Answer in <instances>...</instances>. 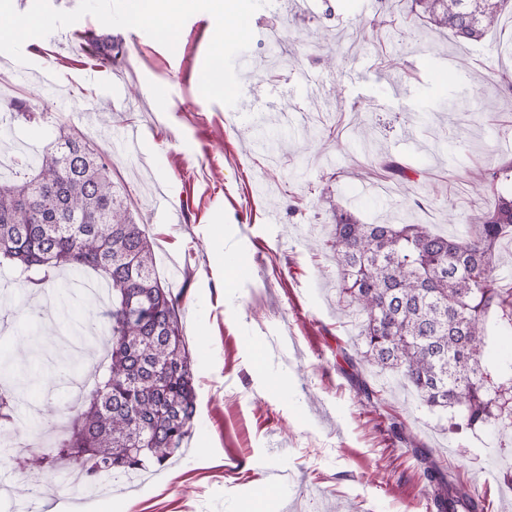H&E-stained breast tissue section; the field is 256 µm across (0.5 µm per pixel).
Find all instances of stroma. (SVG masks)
<instances>
[{
    "instance_id": "35a3bbf8",
    "label": "stroma",
    "mask_w": 512,
    "mask_h": 512,
    "mask_svg": "<svg viewBox=\"0 0 512 512\" xmlns=\"http://www.w3.org/2000/svg\"><path fill=\"white\" fill-rule=\"evenodd\" d=\"M411 0H268L236 58L242 94L229 107L199 81L215 30L192 15L175 50L136 28L87 15L0 53V179L81 132L153 242L159 277L181 296L195 359L197 418L164 467L99 490L114 512H435L416 450L448 467L484 512H512V444L496 429L452 426L398 375L358 356L359 318L328 246L336 200L364 224H425L442 236L476 223L493 199L477 170L512 156V12L477 40L445 29L410 41ZM111 36L102 63L88 34ZM454 76L439 81L437 60ZM95 99L86 115L66 96ZM136 151L121 150L126 129ZM393 157L395 181L378 168ZM275 223H268V214ZM0 356L40 331L43 384L20 390L14 437L71 420L55 343L104 303L56 289L31 295L0 270ZM277 391H270V384ZM401 422L407 445L389 430Z\"/></svg>"
}]
</instances>
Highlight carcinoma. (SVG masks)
<instances>
[{
    "mask_svg": "<svg viewBox=\"0 0 512 512\" xmlns=\"http://www.w3.org/2000/svg\"><path fill=\"white\" fill-rule=\"evenodd\" d=\"M512 0H413L426 23L477 40ZM494 204L454 238L425 224H362L328 200L340 288L361 316L364 359L400 376L428 407L469 429L512 428V362L486 364V322L512 328V288L494 274L500 241L512 239V160L479 172ZM37 291L67 269L93 271L111 289V345L76 409L69 435L25 461L42 473L60 461L95 493L107 475L138 476L186 444L197 413L194 360L180 298L161 282L145 228L134 223L86 144L60 133L19 184L0 183V268ZM39 383L0 357V383ZM16 397L0 399V434L17 420ZM423 476L438 512H477L466 485L431 462Z\"/></svg>",
    "mask_w": 512,
    "mask_h": 512,
    "instance_id": "cac0c4a2",
    "label": "carcinoma"
}]
</instances>
